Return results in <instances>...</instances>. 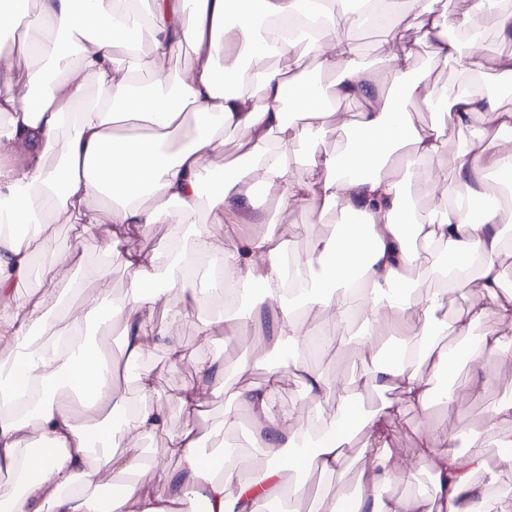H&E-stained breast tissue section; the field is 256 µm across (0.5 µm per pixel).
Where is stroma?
Listing matches in <instances>:
<instances>
[{
	"mask_svg": "<svg viewBox=\"0 0 512 512\" xmlns=\"http://www.w3.org/2000/svg\"><path fill=\"white\" fill-rule=\"evenodd\" d=\"M408 38L416 44L415 66L418 72L451 89L463 81V74L453 62L434 56L421 31L411 29ZM340 216V211L336 209L323 211L321 203L318 202L298 208L289 216L288 229L284 235L285 241L292 246V254H305L313 241L328 237L330 228L339 223ZM49 232L58 251H68L74 245L79 248L75 283L68 292L69 305L78 306L97 292L99 283L93 272L106 261V236L99 232L87 236L82 244H75L72 225L61 220L50 225ZM274 316V311L269 307L256 305L244 318L243 326L231 344H224L220 340L212 342L203 353L204 359L216 360L229 367L244 359L252 361L253 365H260L262 357L257 353L255 345L260 341L270 342ZM311 365L330 382L356 376L365 369L358 353L344 343L331 354L313 358ZM143 366L155 378L157 398L166 407L170 432L180 431L191 421L205 434L200 443L203 454L215 456L230 445L243 449L244 454L238 462L240 478H247L252 467L262 465L263 459L257 449L263 444L264 431L256 424L250 407L245 402L236 400L233 381H226L223 392L207 401L205 411L190 420L182 412L175 396L182 387L194 382L197 377L192 360L174 361L164 349L153 347L146 352ZM485 373L489 379L485 389L459 397L452 413H445L440 407L434 408L433 413L440 418L449 417L451 424L468 430V439L459 445L458 454H467L471 442L482 443L487 463L494 469L498 466L500 450L494 436L485 432L484 419L489 407L512 395V356L489 355L485 361ZM229 405L235 409L232 423H224L225 428L221 433L212 432L214 423L224 422V410ZM345 455L347 466L343 477L339 479L314 470L303 476L295 471H284L285 482L299 481L304 485L302 498L290 505L292 512H317L323 501L339 496L350 497L358 483L361 470L370 468L372 454L357 443L346 449Z\"/></svg>",
	"mask_w": 512,
	"mask_h": 512,
	"instance_id": "35a3bbf8",
	"label": "stroma"
}]
</instances>
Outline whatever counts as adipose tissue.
<instances>
[{"label":"adipose tissue","instance_id":"1","mask_svg":"<svg viewBox=\"0 0 512 512\" xmlns=\"http://www.w3.org/2000/svg\"><path fill=\"white\" fill-rule=\"evenodd\" d=\"M174 2L151 0L144 14L136 0H0V25L20 33L15 44L0 45V114L8 119L0 134V326L21 349L9 368L0 369V469L16 475L14 486L0 492V512H182L188 497L204 500L209 512H259L268 499L295 500L301 494L300 486L287 488L278 480L287 450H307L314 469L333 474L357 436L366 438L373 460L368 489L352 512H423L418 497L383 493L394 476L392 427L403 408L426 413L438 401L450 408L465 389L460 380L447 397H438L427 365L442 367L458 358L477 371L486 353L512 351V293L501 290L499 264L507 248L497 229L502 210L489 205L477 187L485 172L511 173L512 152L478 151L474 131L480 123L512 132V110L498 108L476 89L472 78L485 67L478 44L459 51L448 38L449 19L426 5L404 11L397 0H373L391 47L388 88L382 91L356 62L357 46L336 34L342 17L338 0H308L305 12L301 0H190L182 8ZM305 19L319 24L320 37L309 52L319 69L335 73L332 91L312 88L298 77L302 54L290 30ZM133 27L148 28L155 57L193 47L194 63L173 91L164 92L162 76L150 89L135 84L133 69L142 58L128 37ZM412 28L422 31L435 56L453 58L468 74L457 91L415 76L416 47L406 38ZM48 29L53 38L45 37ZM250 53L288 61L287 69L258 74L257 98L239 89L242 60ZM27 56L40 57L42 64L15 80L17 62ZM288 98L301 122L287 120L282 104ZM338 99L358 100L362 108L344 120L352 130L348 147L339 154L322 153L310 142L318 118ZM420 110L438 113L442 125L417 128L412 114ZM129 119L144 126V133H119ZM446 124L467 135L455 169L456 194L432 201L423 216L404 208V184L446 180L444 170L433 166ZM229 130L238 132L241 154L222 163L218 157ZM59 148L64 151L60 163L47 166ZM302 154L323 178L295 179L293 167ZM398 163L406 179L394 175ZM257 187L276 200L281 218L319 198L354 221L313 242L304 256L289 258L280 227L261 237L239 233ZM474 212L480 220H471ZM61 218L77 225L79 242L108 226L106 255L126 270L127 289L120 300H110L111 269L100 268V293L90 308L72 311L54 333L33 344L30 336L42 331L33 318L41 300L13 307L4 300L22 294L34 278L50 288L73 282L71 252H53L48 233ZM16 224L25 226V234H11ZM156 224L194 227L188 242L171 234L162 288L156 285V253L117 248L121 241L149 236ZM213 224L223 225V237L210 232ZM407 224L417 227L421 249L408 245ZM425 260L441 286L420 296L410 272ZM202 271L209 274L205 300L223 305L228 295L256 289L276 310L273 332L284 343L326 353L343 335L369 366L365 375L343 380L345 409L322 430L318 400L337 387L307 363L290 367L316 400L306 418L277 407V379L244 388L240 397L266 427L267 437L260 450L264 466L252 469L243 483L229 459L216 470L206 466L194 427L169 433L165 407L154 399V379L140 368L153 343L166 347L172 358H183L177 334L192 308L171 313L158 326L152 314L167 290ZM473 276L505 330L442 349L435 341L441 328L466 336L484 315L474 304L453 322L440 317L449 288ZM293 283L305 292L296 313L284 306ZM334 287L340 296L331 295ZM91 311L119 327L138 400L117 386L111 362L86 349ZM386 322L401 326L407 336L385 361ZM196 373L197 381L176 395L190 417L199 412L203 395L224 386V369L215 362L197 361ZM385 390L396 391L397 401L360 413L364 395ZM76 396L90 417L88 426L74 420ZM511 415L512 397L490 409L487 426L503 454L500 471L489 473L481 485L472 476L485 467L482 447L470 448L464 457L455 454L460 432L443 420L418 429L411 464L433 473L437 512H488L492 489L512 474V432L499 428ZM32 429L37 438H29ZM158 434L167 435L177 469L148 487L140 480L145 463L139 441ZM116 472L125 477L120 491L99 498V488Z\"/></svg>","mask_w":512,"mask_h":512}]
</instances>
